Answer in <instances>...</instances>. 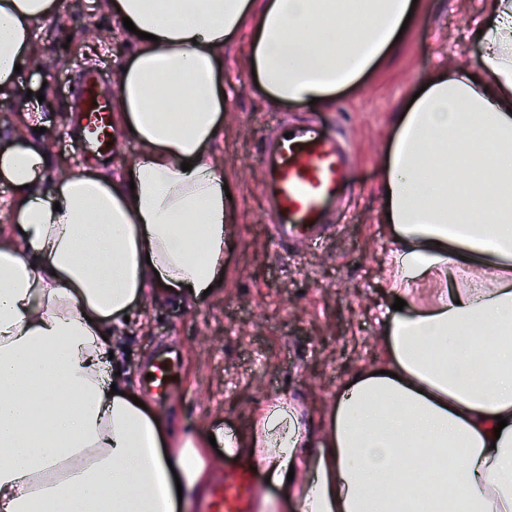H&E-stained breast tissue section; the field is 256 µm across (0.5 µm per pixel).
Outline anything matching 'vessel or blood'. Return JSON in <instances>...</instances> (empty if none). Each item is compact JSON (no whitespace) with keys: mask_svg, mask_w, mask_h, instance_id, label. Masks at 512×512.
Returning a JSON list of instances; mask_svg holds the SVG:
<instances>
[{"mask_svg":"<svg viewBox=\"0 0 512 512\" xmlns=\"http://www.w3.org/2000/svg\"><path fill=\"white\" fill-rule=\"evenodd\" d=\"M78 121L91 134L89 149L109 153L117 133L112 126V100L86 73L77 108ZM258 162L263 173L260 192L276 246L328 241L337 212L346 208L355 158L343 129L309 116H282L262 139ZM183 360L174 351L155 354L146 388L163 397L181 380ZM256 477L251 468L225 471L207 491L201 512H257Z\"/></svg>","mask_w":512,"mask_h":512,"instance_id":"1","label":"vessel or blood"}]
</instances>
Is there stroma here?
I'll list each match as a JSON object with an SVG mask.
<instances>
[{
    "instance_id": "1",
    "label": "stroma",
    "mask_w": 512,
    "mask_h": 512,
    "mask_svg": "<svg viewBox=\"0 0 512 512\" xmlns=\"http://www.w3.org/2000/svg\"><path fill=\"white\" fill-rule=\"evenodd\" d=\"M409 40L377 69L336 94L333 106L308 113L344 123L357 156L355 199L323 247L297 257L276 252L260 194L257 143L262 129L295 104L273 103L248 70L249 31L225 51L224 125L213 145L231 198L235 228L224 249V278L205 298L155 292L129 319L107 328L113 371L121 373L169 440L205 437L214 423L247 430L255 410L288 397L303 416L322 420L349 376L386 358L378 310L387 303L383 265L393 228L383 223L378 186L390 136L389 120L408 103L422 76L474 65L471 33L484 0H420ZM137 44L114 17L109 0H61L58 17L40 26L37 53L44 67L25 65L18 85L0 91V147L23 138L43 147L45 183L78 169L118 177L139 154L120 134L106 157L83 154L73 125L80 70L117 79ZM42 93L36 112L16 109L27 92ZM179 345L183 384L164 401L145 392L140 375L153 350Z\"/></svg>"
}]
</instances>
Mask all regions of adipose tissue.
I'll return each instance as SVG.
<instances>
[{"label":"adipose tissue","instance_id":"1","mask_svg":"<svg viewBox=\"0 0 512 512\" xmlns=\"http://www.w3.org/2000/svg\"><path fill=\"white\" fill-rule=\"evenodd\" d=\"M111 6L145 34L119 74V120L141 146L128 173L75 171L42 191V147L0 151L14 190L13 229L0 234V512L37 501L175 512L204 486L214 444L254 461L294 512H395L447 482L468 512H512V0H486L475 70L428 75L393 118L387 286L405 306L383 315L381 373L356 372L320 425L281 398L246 431L173 443L108 376L102 335L155 289L198 299L224 276L231 227L212 146L225 48L251 25L249 60L270 98L329 106L404 43L412 0ZM58 11L59 0H0V89ZM487 331L500 336L487 373L449 372Z\"/></svg>","mask_w":512,"mask_h":512}]
</instances>
